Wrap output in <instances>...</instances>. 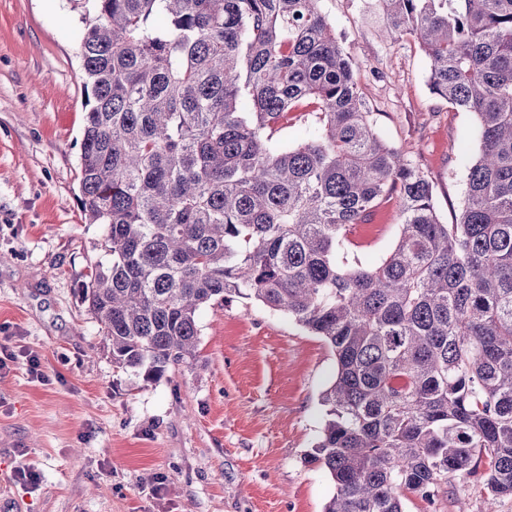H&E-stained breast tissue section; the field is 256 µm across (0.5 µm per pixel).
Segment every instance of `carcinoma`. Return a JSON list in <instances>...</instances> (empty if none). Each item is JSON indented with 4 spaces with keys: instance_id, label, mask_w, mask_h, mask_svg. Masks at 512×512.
Instances as JSON below:
<instances>
[{
    "instance_id": "carcinoma-1",
    "label": "carcinoma",
    "mask_w": 512,
    "mask_h": 512,
    "mask_svg": "<svg viewBox=\"0 0 512 512\" xmlns=\"http://www.w3.org/2000/svg\"><path fill=\"white\" fill-rule=\"evenodd\" d=\"M80 2V203L106 260L79 297L112 364L157 381L195 359L202 307L255 300L335 357L304 457L323 512H404L450 475L512 498V0H375L477 120L451 224L320 0ZM298 111L309 137L279 142ZM392 195L397 239L366 264L349 230Z\"/></svg>"
}]
</instances>
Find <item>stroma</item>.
Returning a JSON list of instances; mask_svg holds the SVG:
<instances>
[{
    "instance_id": "obj_1",
    "label": "stroma",
    "mask_w": 512,
    "mask_h": 512,
    "mask_svg": "<svg viewBox=\"0 0 512 512\" xmlns=\"http://www.w3.org/2000/svg\"><path fill=\"white\" fill-rule=\"evenodd\" d=\"M320 6L379 134L425 172L452 223L478 150L474 116L431 94L424 51L382 37L372 0ZM82 29L72 0H0V345L15 355L0 372V512H323L333 485L303 461L336 368L322 338L236 298L199 311L195 361L146 382L113 365L78 299L104 235L79 202ZM397 233L392 199L350 239L372 262ZM404 509L512 512V499L453 476L435 504L409 496Z\"/></svg>"
}]
</instances>
